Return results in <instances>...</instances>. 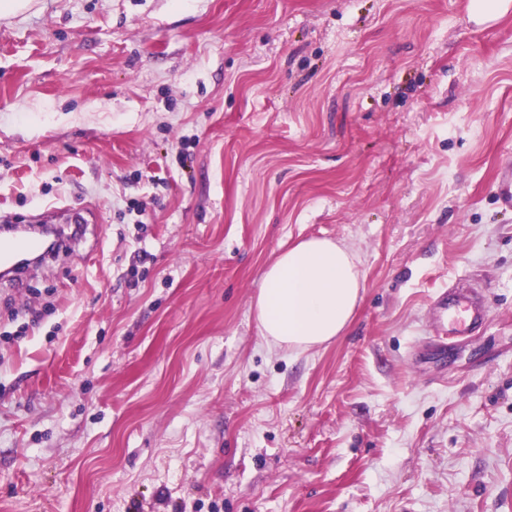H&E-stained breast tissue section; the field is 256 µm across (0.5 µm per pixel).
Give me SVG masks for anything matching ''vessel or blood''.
Returning a JSON list of instances; mask_svg holds the SVG:
<instances>
[{
  "label": "vessel or blood",
  "mask_w": 512,
  "mask_h": 512,
  "mask_svg": "<svg viewBox=\"0 0 512 512\" xmlns=\"http://www.w3.org/2000/svg\"><path fill=\"white\" fill-rule=\"evenodd\" d=\"M39 247L38 241L18 233L0 238V266L13 267L18 257ZM432 310L436 328L454 337L472 334L486 320L484 302L474 288L442 289L433 300Z\"/></svg>",
  "instance_id": "obj_1"
}]
</instances>
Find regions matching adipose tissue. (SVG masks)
I'll use <instances>...</instances> for the list:
<instances>
[{
    "label": "adipose tissue",
    "mask_w": 512,
    "mask_h": 512,
    "mask_svg": "<svg viewBox=\"0 0 512 512\" xmlns=\"http://www.w3.org/2000/svg\"><path fill=\"white\" fill-rule=\"evenodd\" d=\"M364 273L345 245L312 237L266 267L254 308L259 332L276 348L306 351L340 336L357 309Z\"/></svg>",
    "instance_id": "ef3b65f1"
}]
</instances>
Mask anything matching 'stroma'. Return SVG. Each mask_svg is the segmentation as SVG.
Listing matches in <instances>:
<instances>
[{
    "label": "stroma",
    "instance_id": "35a3bbf8",
    "mask_svg": "<svg viewBox=\"0 0 512 512\" xmlns=\"http://www.w3.org/2000/svg\"><path fill=\"white\" fill-rule=\"evenodd\" d=\"M512 8L34 0L0 18V512H512ZM329 238L342 336L252 304ZM478 289L474 334L432 301ZM40 249L38 241L22 236L20 233H12L9 236H1L0 239V265L1 268L13 267L18 257ZM360 265L351 249L327 238L282 250L266 267L254 304L266 343L306 351L341 336L363 289ZM434 323L437 330L454 337L468 336L482 327L486 320V309L480 293L475 288L448 287L442 289L432 303Z\"/></svg>",
    "mask_w": 512,
    "mask_h": 512
}]
</instances>
